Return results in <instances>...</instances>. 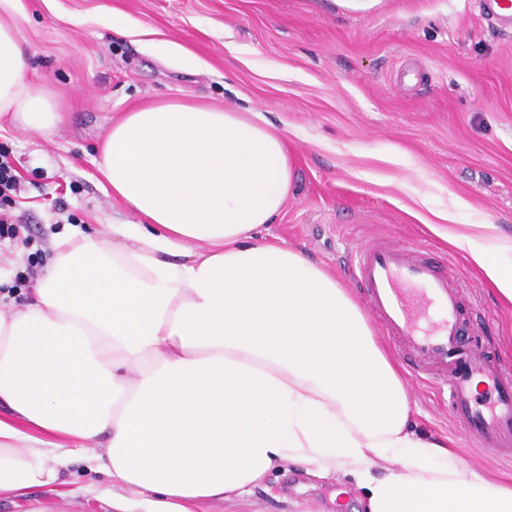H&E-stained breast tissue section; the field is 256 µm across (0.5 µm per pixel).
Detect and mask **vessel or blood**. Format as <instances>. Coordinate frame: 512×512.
I'll return each instance as SVG.
<instances>
[{"label":"vessel or blood","mask_w":512,"mask_h":512,"mask_svg":"<svg viewBox=\"0 0 512 512\" xmlns=\"http://www.w3.org/2000/svg\"><path fill=\"white\" fill-rule=\"evenodd\" d=\"M480 6L489 21L512 28V0H480ZM348 268L388 334L425 367L441 371L442 392L465 432L486 448L512 439V375L465 340L451 276L418 249L383 242L357 248ZM477 376L490 392L482 401L472 391Z\"/></svg>","instance_id":"1"}]
</instances>
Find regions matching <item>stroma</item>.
Listing matches in <instances>:
<instances>
[{
	"mask_svg": "<svg viewBox=\"0 0 512 512\" xmlns=\"http://www.w3.org/2000/svg\"><path fill=\"white\" fill-rule=\"evenodd\" d=\"M28 78L60 96L63 119L42 139L0 125L19 176L10 208L48 252L68 219L107 233L122 204L96 180L95 158L124 112L165 100L259 112L284 136L293 166L272 241L299 247L334 271L357 303L349 250L374 241L420 248L459 285L465 333L506 373L512 308L461 252L427 230L448 211L454 228L497 225L512 236V29L492 25L475 0H27ZM145 25L127 36L116 18ZM178 44L204 60L177 65ZM422 412L420 428L451 439L464 464L487 477L512 473V451L469 439L434 384L419 379L401 342L376 328ZM110 480L74 462L57 489L0 497V512H113ZM350 477L301 467L272 472L241 502L210 512H362Z\"/></svg>",
	"mask_w": 512,
	"mask_h": 512,
	"instance_id": "35a3bbf8",
	"label": "stroma"
}]
</instances>
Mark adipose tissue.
I'll list each match as a JSON object with an SVG mask.
<instances>
[{"label": "adipose tissue", "instance_id": "1", "mask_svg": "<svg viewBox=\"0 0 512 512\" xmlns=\"http://www.w3.org/2000/svg\"><path fill=\"white\" fill-rule=\"evenodd\" d=\"M26 18V0H0V117L46 137L60 103L26 78ZM96 170L140 221L106 237L65 225L25 303L0 314V494L84 460L111 477L114 512H208L296 463L353 477L366 512H512V474L489 479L418 430L335 274L265 239L293 168L260 113L136 108ZM442 218L431 232L512 305V237Z\"/></svg>", "mask_w": 512, "mask_h": 512}]
</instances>
